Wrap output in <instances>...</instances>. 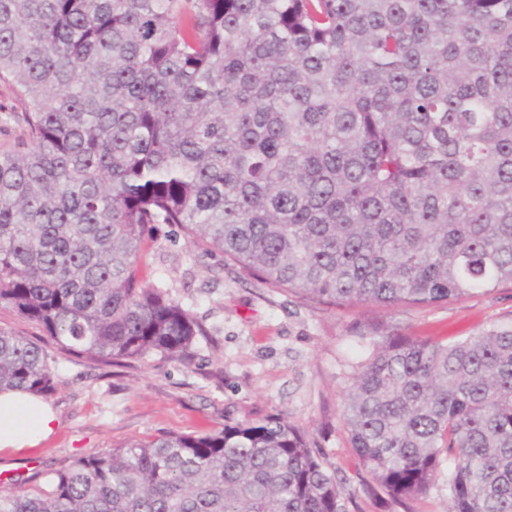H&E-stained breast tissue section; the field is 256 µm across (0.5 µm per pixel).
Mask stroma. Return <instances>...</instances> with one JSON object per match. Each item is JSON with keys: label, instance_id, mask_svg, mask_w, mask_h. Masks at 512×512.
Masks as SVG:
<instances>
[{"label": "stroma", "instance_id": "stroma-1", "mask_svg": "<svg viewBox=\"0 0 512 512\" xmlns=\"http://www.w3.org/2000/svg\"><path fill=\"white\" fill-rule=\"evenodd\" d=\"M24 106L0 81V153L24 138ZM142 279L167 289L208 329L187 362L152 356L103 365L61 350L42 328L0 307V330L39 342L59 383L46 402L54 433L19 453L0 452V480L34 486L74 458L163 433L201 435L224 426L284 416L306 431L325 467L342 479L351 512H448V478L426 496L398 502L375 484L341 420L354 367L369 355L361 335L434 337L453 341L512 322V284L428 306H332L276 288L192 247L180 229L154 225L139 260Z\"/></svg>", "mask_w": 512, "mask_h": 512}]
</instances>
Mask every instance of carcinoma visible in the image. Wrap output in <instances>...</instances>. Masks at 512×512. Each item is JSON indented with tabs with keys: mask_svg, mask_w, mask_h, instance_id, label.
I'll return each instance as SVG.
<instances>
[{
	"mask_svg": "<svg viewBox=\"0 0 512 512\" xmlns=\"http://www.w3.org/2000/svg\"><path fill=\"white\" fill-rule=\"evenodd\" d=\"M0 306L104 362L202 324L138 276L152 224L270 285L430 305L512 282V0H0ZM342 421L393 499L512 512V323L370 336ZM58 384L0 330V393ZM283 417L78 457L0 512H348ZM24 106L13 86L0 81V153L12 150L24 138Z\"/></svg>",
	"mask_w": 512,
	"mask_h": 512,
	"instance_id": "carcinoma-1",
	"label": "carcinoma"
}]
</instances>
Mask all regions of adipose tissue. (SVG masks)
I'll return each instance as SVG.
<instances>
[{
  "mask_svg": "<svg viewBox=\"0 0 512 512\" xmlns=\"http://www.w3.org/2000/svg\"><path fill=\"white\" fill-rule=\"evenodd\" d=\"M56 426L51 408L39 396L21 391L0 394V451L37 445Z\"/></svg>",
  "mask_w": 512,
  "mask_h": 512,
  "instance_id": "ef3b65f1",
  "label": "adipose tissue"
}]
</instances>
